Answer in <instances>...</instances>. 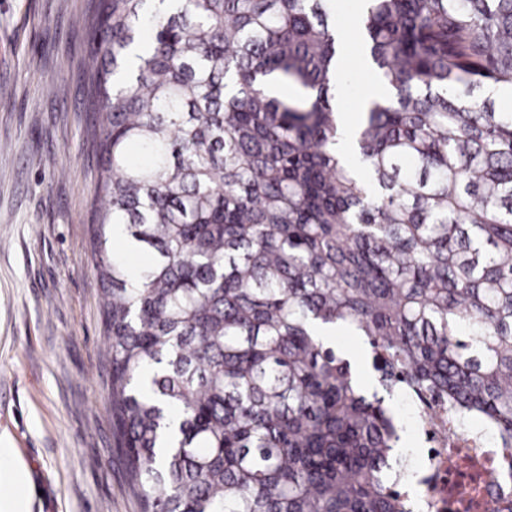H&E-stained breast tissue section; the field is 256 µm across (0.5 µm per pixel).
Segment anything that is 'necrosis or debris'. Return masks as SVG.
<instances>
[{"label":"necrosis or debris","instance_id":"necrosis-or-debris-1","mask_svg":"<svg viewBox=\"0 0 512 512\" xmlns=\"http://www.w3.org/2000/svg\"><path fill=\"white\" fill-rule=\"evenodd\" d=\"M419 418L425 447L420 476L405 484L415 512H512V448H498L490 431L469 433L441 399Z\"/></svg>","mask_w":512,"mask_h":512}]
</instances>
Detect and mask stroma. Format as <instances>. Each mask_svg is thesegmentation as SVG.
<instances>
[{"mask_svg":"<svg viewBox=\"0 0 512 512\" xmlns=\"http://www.w3.org/2000/svg\"><path fill=\"white\" fill-rule=\"evenodd\" d=\"M98 0H0V448L28 512H142L112 435L90 226Z\"/></svg>","mask_w":512,"mask_h":512,"instance_id":"stroma-1","label":"stroma"}]
</instances>
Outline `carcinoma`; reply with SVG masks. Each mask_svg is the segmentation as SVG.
I'll return each instance as SVG.
<instances>
[{
	"instance_id": "cac0c4a2",
	"label": "carcinoma",
	"mask_w": 512,
	"mask_h": 512,
	"mask_svg": "<svg viewBox=\"0 0 512 512\" xmlns=\"http://www.w3.org/2000/svg\"><path fill=\"white\" fill-rule=\"evenodd\" d=\"M101 0L92 225L112 422L144 512H407L434 395L512 448V0H357L374 81L336 152L338 0ZM123 224L150 256L108 251ZM315 321L365 337L362 387Z\"/></svg>"
}]
</instances>
